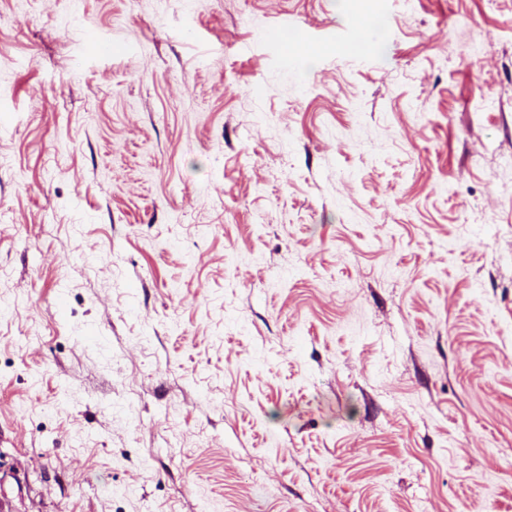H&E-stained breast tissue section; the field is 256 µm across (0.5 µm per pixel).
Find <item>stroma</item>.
Returning a JSON list of instances; mask_svg holds the SVG:
<instances>
[{
	"mask_svg": "<svg viewBox=\"0 0 512 512\" xmlns=\"http://www.w3.org/2000/svg\"><path fill=\"white\" fill-rule=\"evenodd\" d=\"M0 301V512H512V0H0Z\"/></svg>",
	"mask_w": 512,
	"mask_h": 512,
	"instance_id": "stroma-1",
	"label": "stroma"
}]
</instances>
